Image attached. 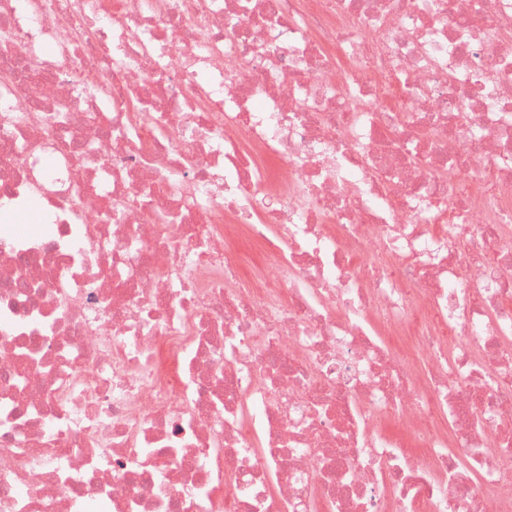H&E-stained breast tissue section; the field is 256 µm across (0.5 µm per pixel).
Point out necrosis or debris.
Here are the masks:
<instances>
[{
    "label": "necrosis or debris",
    "instance_id": "4bbe7bcc",
    "mask_svg": "<svg viewBox=\"0 0 512 512\" xmlns=\"http://www.w3.org/2000/svg\"><path fill=\"white\" fill-rule=\"evenodd\" d=\"M0 512H512V0H0Z\"/></svg>",
    "mask_w": 512,
    "mask_h": 512
}]
</instances>
